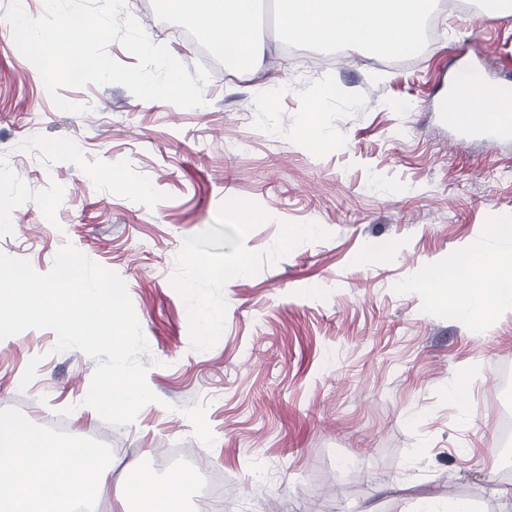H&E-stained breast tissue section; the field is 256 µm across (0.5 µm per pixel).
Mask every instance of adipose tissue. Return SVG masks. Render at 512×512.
Returning a JSON list of instances; mask_svg holds the SVG:
<instances>
[{
	"label": "adipose tissue",
	"mask_w": 512,
	"mask_h": 512,
	"mask_svg": "<svg viewBox=\"0 0 512 512\" xmlns=\"http://www.w3.org/2000/svg\"><path fill=\"white\" fill-rule=\"evenodd\" d=\"M253 0H166L176 13L193 10L196 24L217 47H229L237 61L250 64L259 49L254 34ZM430 0H288L281 13L285 30L319 44H367L385 54L415 45L420 19ZM486 93L492 112L511 113L498 91L481 78L459 79L451 89L456 117L471 121L473 90ZM464 270L456 281L453 269ZM421 285L439 303L479 310L492 319L512 311V257L496 264L474 260L465 251L449 266L432 267L421 274ZM112 470L109 456L89 452L76 442L49 444L37 434L0 435V512H75L78 504L100 500ZM192 469H180L166 480L142 472L124 491L126 502L138 512H184L182 493L197 483Z\"/></svg>",
	"instance_id": "obj_1"
}]
</instances>
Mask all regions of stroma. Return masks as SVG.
<instances>
[{
    "mask_svg": "<svg viewBox=\"0 0 512 512\" xmlns=\"http://www.w3.org/2000/svg\"><path fill=\"white\" fill-rule=\"evenodd\" d=\"M157 2L124 0V12L195 69L203 56ZM10 5L0 0V252L45 273L68 242L122 278L156 399L127 425L105 421L84 403L96 359L30 329L0 343V429L58 443L107 433L103 512L141 471L166 478L173 448L224 476L221 496L188 489L186 512H419L451 497L512 512L500 439L512 313L486 321L406 284L462 249L507 253L485 227L512 217V119L461 123L441 103L468 73L512 88V9L430 8L434 36L405 62L276 21L256 29L255 65L210 68L202 106L118 84L61 89L80 114L55 106L17 50ZM106 170L124 188L101 181ZM238 199L248 207L233 222ZM382 241L394 252L364 263ZM203 307L223 316L205 339ZM461 379L458 403L448 390Z\"/></svg>",
    "mask_w": 512,
    "mask_h": 512,
    "instance_id": "35a3bbf8",
    "label": "stroma"
}]
</instances>
